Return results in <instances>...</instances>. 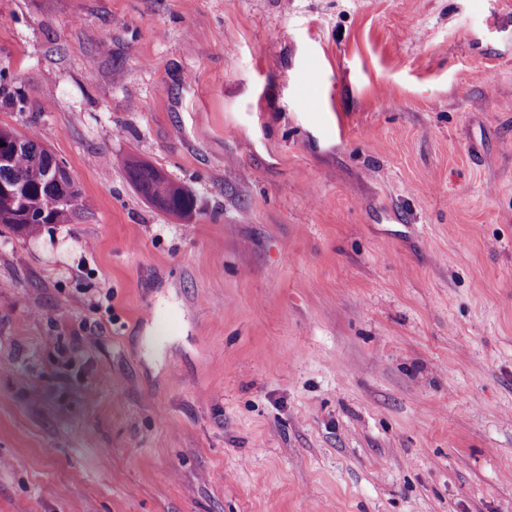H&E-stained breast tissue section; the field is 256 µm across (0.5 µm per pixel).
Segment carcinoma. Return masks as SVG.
Wrapping results in <instances>:
<instances>
[{
  "instance_id": "1",
  "label": "carcinoma",
  "mask_w": 512,
  "mask_h": 512,
  "mask_svg": "<svg viewBox=\"0 0 512 512\" xmlns=\"http://www.w3.org/2000/svg\"><path fill=\"white\" fill-rule=\"evenodd\" d=\"M140 194L164 212L189 217L195 198L185 186L157 168L126 162ZM84 206L72 176L36 133L0 125V226L33 236L47 224H75Z\"/></svg>"
}]
</instances>
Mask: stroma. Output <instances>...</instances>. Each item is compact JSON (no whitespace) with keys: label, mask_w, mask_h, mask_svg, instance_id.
Segmentation results:
<instances>
[{"label":"stroma","mask_w":512,"mask_h":512,"mask_svg":"<svg viewBox=\"0 0 512 512\" xmlns=\"http://www.w3.org/2000/svg\"><path fill=\"white\" fill-rule=\"evenodd\" d=\"M0 77L87 206L0 232V512H512V0H0ZM128 173L140 194L164 212L190 217L195 211V198L185 186L163 175L157 168L125 162Z\"/></svg>","instance_id":"stroma-1"}]
</instances>
